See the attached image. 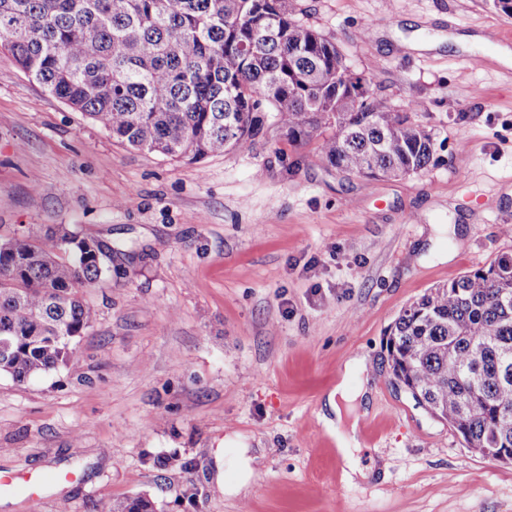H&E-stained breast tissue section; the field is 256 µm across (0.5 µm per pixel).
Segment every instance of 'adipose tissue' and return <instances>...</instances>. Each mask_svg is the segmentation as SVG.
Wrapping results in <instances>:
<instances>
[{
    "label": "adipose tissue",
    "mask_w": 512,
    "mask_h": 512,
    "mask_svg": "<svg viewBox=\"0 0 512 512\" xmlns=\"http://www.w3.org/2000/svg\"><path fill=\"white\" fill-rule=\"evenodd\" d=\"M365 395V388L353 389L347 382H340L328 394L325 402L327 411L321 416L324 427L336 431L337 455L342 472L351 481L365 480L369 477L358 456L362 415L349 410L350 403L362 401Z\"/></svg>",
    "instance_id": "adipose-tissue-1"
}]
</instances>
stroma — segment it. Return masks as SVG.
I'll return each instance as SVG.
<instances>
[{"instance_id": "35a3bbf8", "label": "stroma", "mask_w": 512, "mask_h": 512, "mask_svg": "<svg viewBox=\"0 0 512 512\" xmlns=\"http://www.w3.org/2000/svg\"><path fill=\"white\" fill-rule=\"evenodd\" d=\"M435 138L422 173L333 168L322 136L265 128L198 163L121 142L0 52V224H65L112 248L67 364L0 375V468L75 472L0 512H512V464L466 448L396 384L387 328L430 288L512 255V27L492 0H292ZM373 40L362 37L364 29ZM460 43L450 42V35ZM371 393L348 481L318 415L345 364ZM245 437L246 448L233 439ZM263 475L240 495L243 455ZM152 500L145 497L127 498L122 502L101 501L96 505V512H155Z\"/></svg>"}]
</instances>
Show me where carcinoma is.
I'll return each instance as SVG.
<instances>
[{
	"instance_id": "obj_1",
	"label": "carcinoma",
	"mask_w": 512,
	"mask_h": 512,
	"mask_svg": "<svg viewBox=\"0 0 512 512\" xmlns=\"http://www.w3.org/2000/svg\"><path fill=\"white\" fill-rule=\"evenodd\" d=\"M0 51L45 91L129 146L199 162L247 150L269 125L292 143L322 128L326 162L352 175L427 169L434 136L361 75L288 0H0ZM97 240L62 224L0 235V374L66 363L96 321L82 296L112 273ZM396 380L486 457L512 449V262L432 288L389 330ZM96 512H155L145 497Z\"/></svg>"
}]
</instances>
